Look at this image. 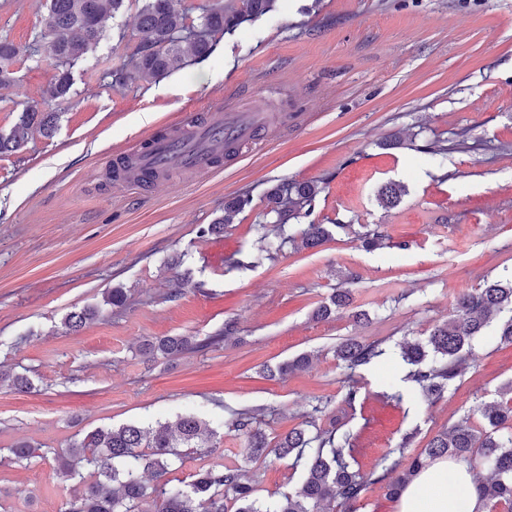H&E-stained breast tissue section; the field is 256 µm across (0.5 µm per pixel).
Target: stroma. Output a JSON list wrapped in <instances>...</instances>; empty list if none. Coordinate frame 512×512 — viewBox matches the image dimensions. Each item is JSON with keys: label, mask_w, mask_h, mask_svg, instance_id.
Returning a JSON list of instances; mask_svg holds the SVG:
<instances>
[{"label": "stroma", "mask_w": 512, "mask_h": 512, "mask_svg": "<svg viewBox=\"0 0 512 512\" xmlns=\"http://www.w3.org/2000/svg\"><path fill=\"white\" fill-rule=\"evenodd\" d=\"M39 0H0V39L18 49L15 80L0 87V133L25 105L47 103L52 136L34 135L0 155V512H64L74 482L55 472L52 451L98 427H151L179 414L217 435L187 452L170 477L209 463L241 467L257 496L277 501L300 488L302 469L250 460L226 423L255 409L269 440L302 421L356 435L363 472L417 428L410 462L464 414L502 400L512 344L476 337L463 375L434 404L411 390L381 396L401 378L398 362L355 373L362 399L343 401L346 372L334 350L357 336L392 346L425 339L457 296L512 274V0H276V8L215 35L205 61L124 86L114 73L138 48L136 0L106 22V36L70 67L66 98L45 101L55 63L35 48ZM277 116L262 142L232 166L126 194L107 176L112 155L180 118L229 106ZM449 145L442 163L425 145ZM322 188L312 215L330 225L321 246L286 243L267 256L266 193L282 181ZM402 185L400 203L376 198ZM251 203L223 233L199 230L224 216V201ZM397 245L364 250L375 226ZM355 274L349 314L318 320L314 309ZM122 289L123 306L105 304ZM94 307L76 332L64 318ZM237 325L233 339L154 363L138 347L161 336L204 339ZM308 352V370L268 378L267 367ZM27 441L31 459L8 449Z\"/></svg>", "instance_id": "1"}]
</instances>
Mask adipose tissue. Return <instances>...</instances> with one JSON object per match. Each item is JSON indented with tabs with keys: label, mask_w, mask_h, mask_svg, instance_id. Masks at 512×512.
Returning a JSON list of instances; mask_svg holds the SVG:
<instances>
[{
	"label": "adipose tissue",
	"mask_w": 512,
	"mask_h": 512,
	"mask_svg": "<svg viewBox=\"0 0 512 512\" xmlns=\"http://www.w3.org/2000/svg\"><path fill=\"white\" fill-rule=\"evenodd\" d=\"M397 512H483L474 474L462 461L440 459L403 490Z\"/></svg>",
	"instance_id": "1"
}]
</instances>
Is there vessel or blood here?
Segmentation results:
<instances>
[{
	"mask_svg": "<svg viewBox=\"0 0 512 512\" xmlns=\"http://www.w3.org/2000/svg\"><path fill=\"white\" fill-rule=\"evenodd\" d=\"M273 123V116L263 113L212 112L168 131L152 132L134 148L116 154L113 179L137 185L147 177L162 180L174 171L209 172L217 159L231 162L238 158L240 149L256 142L261 129Z\"/></svg>",
	"mask_w": 512,
	"mask_h": 512,
	"instance_id": "b4317fda",
	"label": "vessel or blood"
}]
</instances>
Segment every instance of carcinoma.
I'll list each match as a JSON object with an SVG mask.
<instances>
[{"instance_id": "cac0c4a2", "label": "carcinoma", "mask_w": 512, "mask_h": 512, "mask_svg": "<svg viewBox=\"0 0 512 512\" xmlns=\"http://www.w3.org/2000/svg\"><path fill=\"white\" fill-rule=\"evenodd\" d=\"M48 2V12L41 20L40 42L43 52L56 63L57 74L47 96L57 99L70 91L71 64L105 36L103 22L121 8L124 0ZM271 7L272 0H242V8L235 11L225 9L223 0H214L203 10L199 25L194 28L186 23L182 0H145L138 12L136 59L131 68L116 74V80L121 84L149 81L180 69L189 56L204 59L212 51L209 36L233 29L244 13L262 15ZM17 56L13 43L0 40V85L14 80ZM55 118L53 112L26 106L9 134H0V154L18 150L34 131L50 135ZM321 191V186L314 182L287 180L277 184L267 193L270 223L282 229L310 216ZM402 195V187L390 183L380 188L378 201L393 208ZM248 204V199L239 196L225 203L224 218L200 233L209 236L222 232L230 215ZM328 236L326 225L306 224L301 229V244L314 248ZM359 241L366 250L387 244L398 249L407 247L402 241H392L379 226L360 235ZM351 304V290L338 288L330 302L316 308L313 317L328 319L349 309ZM94 316L91 309L72 312L65 317L64 324L76 330ZM494 324L498 329L490 340L512 343V277L459 294L453 314L433 326L426 342L404 343L401 358L408 367L405 381L419 388L428 401L443 397L467 365L471 340ZM233 334L234 322L229 321L224 324V331L205 343H197L191 336H163L144 341L139 352L144 361L153 362L160 356L174 357L218 344ZM335 353L338 365L352 374L387 355L381 344L356 336L338 344ZM308 366L309 355L301 353L268 372L283 378ZM477 412L484 423L482 430H476L467 415L436 435L388 484V495L398 497L427 464L448 458L464 461L481 473L475 488L485 512H499L502 506L512 512V403H482ZM228 430L244 438L250 460L268 456L293 459V466L304 470L300 489L282 494L281 500L272 506L256 496L254 485L244 479L241 469L222 463L199 469L187 482L171 483L167 475L182 461L184 449L196 448V440L205 435H216L202 418L181 414L154 430L135 424L98 427L55 454L59 461L58 476L65 481L77 479L84 485V492L70 498L64 512H227L228 501L234 512H322L326 500L338 502L346 512H356V504L367 487L384 480L401 465V461H391L386 454L377 463L382 474L367 477L354 467L355 436L334 425L321 429L306 420L272 443L256 428L254 411L244 408L231 414ZM147 475L155 479L150 489L145 484Z\"/></svg>"}]
</instances>
